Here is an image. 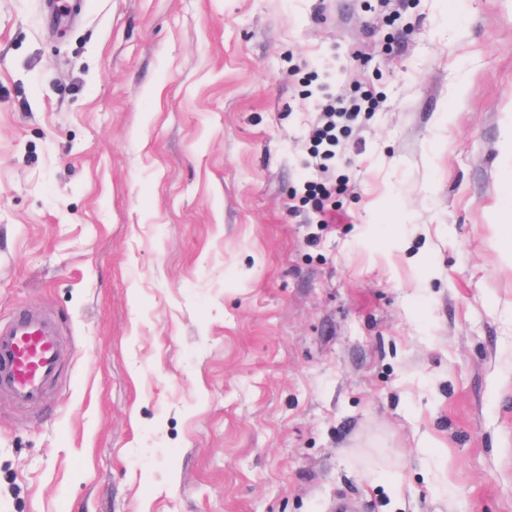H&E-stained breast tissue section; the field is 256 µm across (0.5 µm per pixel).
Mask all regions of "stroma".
I'll use <instances>...</instances> for the list:
<instances>
[{
    "mask_svg": "<svg viewBox=\"0 0 512 512\" xmlns=\"http://www.w3.org/2000/svg\"><path fill=\"white\" fill-rule=\"evenodd\" d=\"M80 2L0 0V512H512V0ZM336 108L332 105L325 106L324 109H322V116L325 118V122L318 127V140L319 145L325 144V146L328 147L326 149V152L333 153V151L330 149L331 147L336 146V135L334 133L336 129ZM63 347L54 322L19 308L14 320L0 325V393L19 404L40 401L59 372Z\"/></svg>",
    "mask_w": 512,
    "mask_h": 512,
    "instance_id": "obj_1",
    "label": "stroma"
}]
</instances>
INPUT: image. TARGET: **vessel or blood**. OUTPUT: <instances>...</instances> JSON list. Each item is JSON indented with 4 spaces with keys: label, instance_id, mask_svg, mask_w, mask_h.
Returning a JSON list of instances; mask_svg holds the SVG:
<instances>
[{
    "label": "vessel or blood",
    "instance_id": "b4317fda",
    "mask_svg": "<svg viewBox=\"0 0 512 512\" xmlns=\"http://www.w3.org/2000/svg\"><path fill=\"white\" fill-rule=\"evenodd\" d=\"M62 352L50 318L17 309L13 321L0 325V393L20 404L40 401L59 372Z\"/></svg>",
    "mask_w": 512,
    "mask_h": 512
}]
</instances>
